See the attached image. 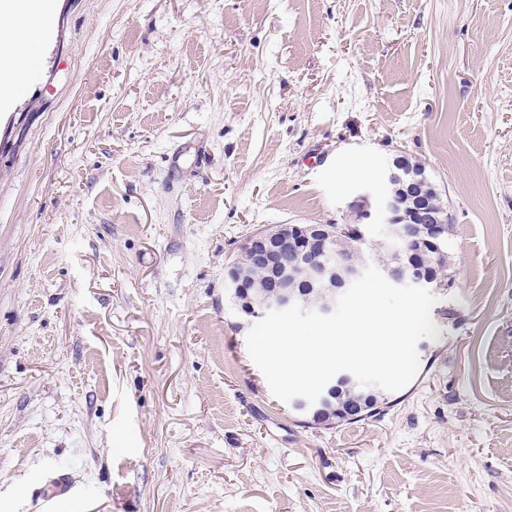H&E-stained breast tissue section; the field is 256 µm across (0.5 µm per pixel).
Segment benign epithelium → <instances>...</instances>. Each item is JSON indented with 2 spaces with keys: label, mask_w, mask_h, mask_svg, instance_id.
<instances>
[{
  "label": "benign epithelium",
  "mask_w": 512,
  "mask_h": 512,
  "mask_svg": "<svg viewBox=\"0 0 512 512\" xmlns=\"http://www.w3.org/2000/svg\"><path fill=\"white\" fill-rule=\"evenodd\" d=\"M382 177L394 187L393 192L382 198L378 208L382 239L400 242L406 248L400 250L396 264L384 266L380 271L394 285L436 290L439 285L427 271V266L417 260L416 247L420 246L419 226L431 224L433 235L427 243L433 250H440V239L447 223L444 210L438 205L429 204L425 176L408 170L405 156L398 153L387 161L382 166ZM350 215L358 224H364L371 218L364 197L352 202ZM335 246L336 231L324 225L286 224L251 235L241 252L248 254L253 262L269 269L281 266L318 288L328 289L330 296L317 304H310L291 289L288 279L277 277L273 281L272 291L262 303L253 305L242 302L240 309L252 316H263L270 310H281L297 304L305 310L331 313L336 299L363 273L355 260L344 255L336 256L331 264L322 261V256L335 249ZM337 378L338 382L327 384L316 403L310 405L302 398H295L291 401L292 409L303 418L312 417L336 390V384L357 383V379L348 372L339 373Z\"/></svg>",
  "instance_id": "7a95c632"
}]
</instances>
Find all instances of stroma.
Listing matches in <instances>:
<instances>
[{
  "label": "stroma",
  "instance_id": "stroma-1",
  "mask_svg": "<svg viewBox=\"0 0 512 512\" xmlns=\"http://www.w3.org/2000/svg\"><path fill=\"white\" fill-rule=\"evenodd\" d=\"M51 5L0 104V512L62 474L55 512H512V0ZM396 150L455 226L438 337L303 423L224 272L377 208ZM340 388L341 391L336 395V407L340 406L342 410L323 414L317 423L332 426L364 420L380 414L384 407L392 406L396 400L387 391L380 394H369L359 389H346L343 386Z\"/></svg>",
  "mask_w": 512,
  "mask_h": 512
}]
</instances>
